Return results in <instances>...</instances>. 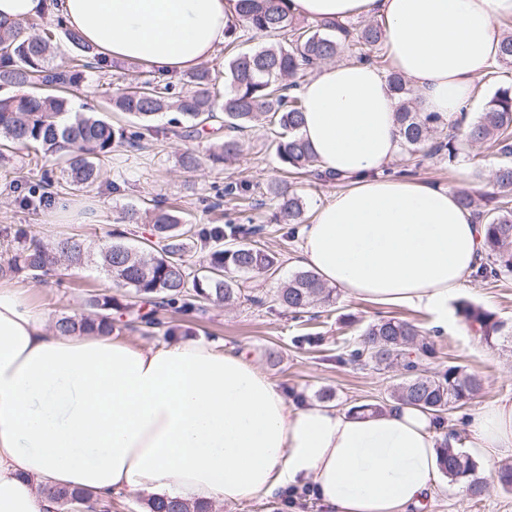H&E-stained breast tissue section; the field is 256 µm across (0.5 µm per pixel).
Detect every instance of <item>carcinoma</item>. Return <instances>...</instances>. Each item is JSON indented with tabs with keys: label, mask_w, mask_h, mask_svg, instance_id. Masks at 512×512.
Listing matches in <instances>:
<instances>
[{
	"label": "carcinoma",
	"mask_w": 512,
	"mask_h": 512,
	"mask_svg": "<svg viewBox=\"0 0 512 512\" xmlns=\"http://www.w3.org/2000/svg\"><path fill=\"white\" fill-rule=\"evenodd\" d=\"M39 16L41 33L24 39L18 30L0 29V146L32 148L46 160L63 162L70 189L83 191L100 178V164L120 148H137L146 139L156 142L170 136L191 134L220 123L231 135L211 146L205 156L185 151L180 164L186 170L198 168L206 160L213 166L235 158L241 147L239 134L256 126H270L275 153L290 173H306L318 181H339L341 177L319 170L314 156L300 134L303 118L298 88L319 64L340 54L359 50L358 60L376 63L363 47L384 41L381 25L369 23L353 27L338 22L333 25L304 26L295 16L282 9L276 0H243L245 25L226 30V47L265 37L269 42L240 51L232 56L220 73L202 67L184 77L153 75L143 79L137 67L123 72V85L109 98L108 112L121 113L135 124L128 129L99 112H71L72 92L88 89L89 74L104 79L111 74L112 63L101 57L84 38L69 28L58 13V0H43ZM65 39L68 57L61 64L50 63L49 52L59 38ZM390 91L399 99L397 124L402 147L410 155L420 151L432 134L449 126L438 112L422 113L409 104L410 88L400 73L386 74ZM164 112L173 116L166 125L151 121ZM471 144L488 143L497 148L502 162L495 171L494 185L501 197L512 196V87L498 88L485 103L484 111L468 125L465 136ZM431 153L452 163L460 148L456 136L448 134L434 143ZM45 186L27 191V204L36 209L52 202ZM250 191L246 182H230L224 194L207 206L214 211L230 200L243 198ZM279 221L288 225V237H295L296 225L305 222V202L299 195L275 189ZM460 205L472 209L479 223L486 225L484 254L474 277L497 281L512 274V206L500 205L482 210L474 197L458 193ZM123 218L136 224L152 225L151 237L143 247L133 249L120 241H111L97 253L77 235L53 240L30 236L15 224L0 225V274L39 279L57 269L60 261L82 265L95 257L118 288H127L141 304L148 302L154 310L142 317L125 306L129 322H142L151 328L163 327L157 317L160 310L189 314L204 303L220 304L242 292L244 277L250 274H274L278 268L275 254L258 245L255 237L262 225L191 224L185 212L155 199L150 206L130 208ZM196 247L207 251L205 263L191 265L187 256ZM250 301L258 306L272 303L300 319L319 305L330 303L331 290L309 271L294 274L288 285L272 296L251 289ZM92 311L81 317L61 316L55 329L61 333L111 331L114 307L110 296L92 295ZM458 313L470 329L486 339L498 336L504 323L492 313L469 302L458 305ZM434 343L423 337L420 328L406 320L382 319L368 325L348 345L340 362L375 370L393 364L402 367L401 381L396 384L391 401L413 405L441 416L450 408L464 405L479 388V380L457 366L440 370L430 367L435 358ZM457 434H446L442 472L451 479L464 478L475 470L474 461L453 446ZM56 512H112L113 503H101L91 495L66 488L51 492ZM147 512H209L206 503L189 504L164 495L153 496L146 503Z\"/></svg>",
	"instance_id": "carcinoma-1"
}]
</instances>
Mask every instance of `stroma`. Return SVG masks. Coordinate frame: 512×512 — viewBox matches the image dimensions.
<instances>
[{
	"mask_svg": "<svg viewBox=\"0 0 512 512\" xmlns=\"http://www.w3.org/2000/svg\"><path fill=\"white\" fill-rule=\"evenodd\" d=\"M221 139L218 133L172 138L141 151L113 152L101 167L99 184L81 198L92 215L91 220L81 224L53 220L50 212L25 206L21 194L9 190L8 183L14 179L27 187L39 185L44 169L49 166L33 151L16 150L0 163V225L17 224L28 234L43 239L77 234L96 249L109 242L111 232L115 231L122 233L125 242L136 245L148 235L149 227L120 222L119 216L125 209L140 204L143 198L155 197L189 211L192 222L208 224L214 215L204 210L202 199L215 197L226 182L242 180L250 183L258 201L252 212L255 223L266 227L259 244L276 253L280 260L273 276L253 278L251 285L269 294L276 293L301 268V241L283 237L279 225L270 221L276 211L274 186H288L305 199L311 210L326 203L340 186L321 184L307 175L295 178L286 174L269 146L268 133L262 128L241 135L242 151L224 169L204 166L187 172L178 165L177 158L184 151L202 155ZM498 163L496 156H480L478 148L465 145L452 165L438 156L427 157L417 177L485 195L493 190V168ZM116 182L121 185L117 191L112 188ZM17 285L35 308L48 311L53 318L87 313L85 299L91 291L112 296L120 303L126 302L128 296L125 289L113 285L92 262L61 265L56 276L42 282L21 277ZM333 296L334 303L324 308L319 318L303 326L281 309L257 307L242 295L221 306L204 304L202 311L190 315H170L169 321L177 337L202 338L245 352L271 380L303 400H320L323 392L329 390L333 403L342 408L386 402L396 379L394 372L345 365L340 363V355L363 328L378 319L408 320L426 329L431 325V317L415 308H382L365 300H349L338 290ZM458 298L481 306L512 327V275L495 283L471 279ZM305 331L320 336V343L296 345L295 337ZM433 342L437 350L435 366L463 367L481 383L480 391L464 406L445 413L448 427H458L482 404L512 397V339L498 336L484 340L457 315L448 331L434 337ZM497 469L494 463H477L471 478L459 479L458 484L466 488L476 479L485 482L487 488L481 496L468 495L461 500L449 491V478L440 477L424 512H512V491H505L498 484Z\"/></svg>",
	"mask_w": 512,
	"mask_h": 512,
	"instance_id": "obj_1",
	"label": "stroma"
}]
</instances>
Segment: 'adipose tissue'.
<instances>
[{"instance_id": "obj_1", "label": "adipose tissue", "mask_w": 512, "mask_h": 512, "mask_svg": "<svg viewBox=\"0 0 512 512\" xmlns=\"http://www.w3.org/2000/svg\"><path fill=\"white\" fill-rule=\"evenodd\" d=\"M319 23L379 21L419 111L455 120L496 59L512 0H286ZM70 28L113 60L179 75L212 59L239 0H62ZM300 132L346 189L301 226V262L346 298L428 312L476 271L486 227L444 184L387 176L402 151L398 100L377 67L322 65L302 89ZM0 280V512H54L50 489L100 498L160 492L189 503L276 500L308 489L327 512H422L446 431L393 403L377 412L296 405L243 352L183 339L49 329ZM467 453L512 458V398L479 407Z\"/></svg>"}]
</instances>
